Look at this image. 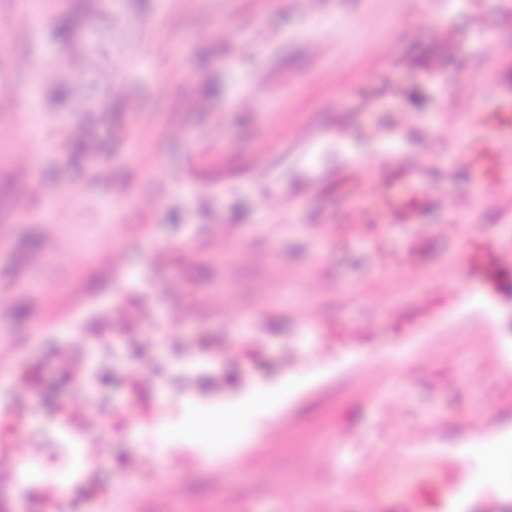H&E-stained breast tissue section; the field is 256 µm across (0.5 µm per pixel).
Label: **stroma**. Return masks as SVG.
Masks as SVG:
<instances>
[{
	"instance_id": "stroma-1",
	"label": "stroma",
	"mask_w": 512,
	"mask_h": 512,
	"mask_svg": "<svg viewBox=\"0 0 512 512\" xmlns=\"http://www.w3.org/2000/svg\"><path fill=\"white\" fill-rule=\"evenodd\" d=\"M1 82L0 512H378L405 448L512 512V181L461 157L512 146V0H0ZM414 160L418 227L339 230L350 166Z\"/></svg>"
}]
</instances>
